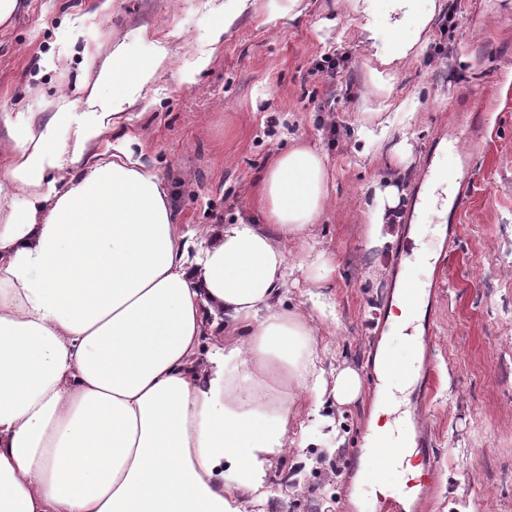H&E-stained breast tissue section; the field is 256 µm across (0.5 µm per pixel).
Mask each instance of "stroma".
I'll return each mask as SVG.
<instances>
[{"mask_svg": "<svg viewBox=\"0 0 512 512\" xmlns=\"http://www.w3.org/2000/svg\"><path fill=\"white\" fill-rule=\"evenodd\" d=\"M0 28V132L6 124L44 125L59 99L76 101L94 80L110 45L136 58L155 45L170 52L166 71L145 88L103 140L129 147L152 172L174 183V220L195 230L259 216V189L273 154L292 140L320 151L330 175L329 206L301 246H290L294 271L284 303L313 319L330 352L326 370L364 372L371 322L393 273L427 280L418 254L444 259L434 311L432 389L417 406L412 387L398 414L420 411L438 454L441 489L433 512H512V0H463L448 55L434 46L449 0H423L434 17L416 55L394 63L386 90L372 87L376 67L361 35L354 0H301L298 18L273 21L268 0H248L232 25L224 0H23ZM225 32L220 43L211 34ZM348 52V72L313 74L323 54ZM209 57L197 69L200 57ZM192 82H183L184 74ZM480 92L490 112L487 151L476 162L475 188L454 242L446 225L412 240L399 257L403 219L429 142L448 126L461 91ZM403 164H394L396 151ZM396 186L400 202L388 236L369 222L376 188ZM325 253L327 278L298 270ZM370 395L335 415L336 450L313 440V418L290 429L294 446L273 462L266 496L251 512H336L340 500L362 502L347 457Z\"/></svg>", "mask_w": 512, "mask_h": 512, "instance_id": "1", "label": "stroma"}]
</instances>
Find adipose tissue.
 I'll return each instance as SVG.
<instances>
[{
    "mask_svg": "<svg viewBox=\"0 0 512 512\" xmlns=\"http://www.w3.org/2000/svg\"><path fill=\"white\" fill-rule=\"evenodd\" d=\"M379 70L412 56L431 12L361 0ZM169 63L117 44L85 117L13 124L0 139V512H246L264 495L288 426L363 393L327 379L315 330L285 308L287 243L329 199L321 153L293 143L262 176L261 221L194 248L169 184L132 153L87 162ZM229 328L203 353L207 316Z\"/></svg>",
    "mask_w": 512,
    "mask_h": 512,
    "instance_id": "1",
    "label": "adipose tissue"
}]
</instances>
